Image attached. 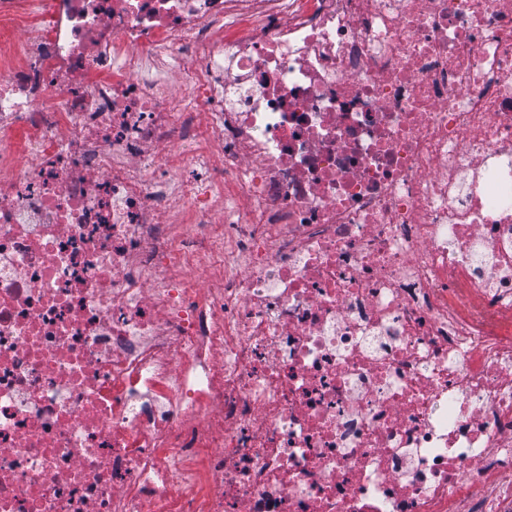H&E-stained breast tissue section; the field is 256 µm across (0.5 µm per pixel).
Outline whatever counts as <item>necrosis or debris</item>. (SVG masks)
Segmentation results:
<instances>
[{
  "mask_svg": "<svg viewBox=\"0 0 512 512\" xmlns=\"http://www.w3.org/2000/svg\"><path fill=\"white\" fill-rule=\"evenodd\" d=\"M509 472L512 0H0V512Z\"/></svg>",
  "mask_w": 512,
  "mask_h": 512,
  "instance_id": "obj_1",
  "label": "necrosis or debris"
}]
</instances>
